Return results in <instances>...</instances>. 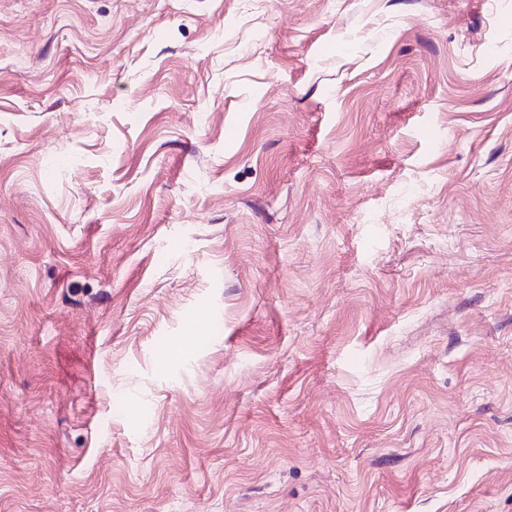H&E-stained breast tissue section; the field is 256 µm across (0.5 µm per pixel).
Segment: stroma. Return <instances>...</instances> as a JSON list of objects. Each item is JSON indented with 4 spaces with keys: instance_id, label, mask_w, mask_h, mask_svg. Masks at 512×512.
Masks as SVG:
<instances>
[{
    "instance_id": "35a3bbf8",
    "label": "stroma",
    "mask_w": 512,
    "mask_h": 512,
    "mask_svg": "<svg viewBox=\"0 0 512 512\" xmlns=\"http://www.w3.org/2000/svg\"><path fill=\"white\" fill-rule=\"evenodd\" d=\"M0 512H512V0H0Z\"/></svg>"
}]
</instances>
